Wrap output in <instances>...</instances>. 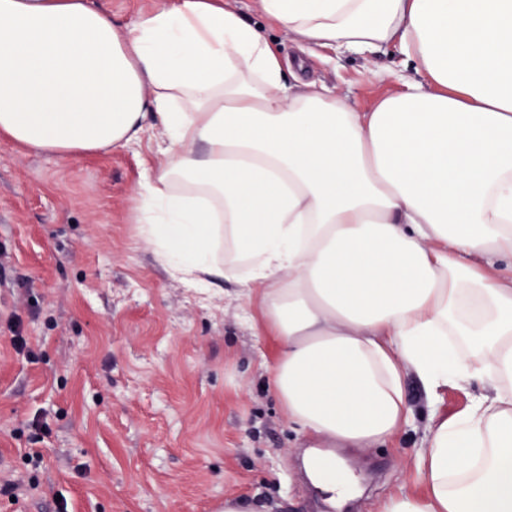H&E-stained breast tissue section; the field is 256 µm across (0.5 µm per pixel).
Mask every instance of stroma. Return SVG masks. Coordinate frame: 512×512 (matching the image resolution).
Returning a JSON list of instances; mask_svg holds the SVG:
<instances>
[{"instance_id":"35a3bbf8","label":"stroma","mask_w":512,"mask_h":512,"mask_svg":"<svg viewBox=\"0 0 512 512\" xmlns=\"http://www.w3.org/2000/svg\"><path fill=\"white\" fill-rule=\"evenodd\" d=\"M301 83L355 110L393 86L404 58L303 54L287 32L234 0ZM155 141L72 162L0 139V479L21 481L0 512H324L306 442L273 396L276 354L255 304L217 282L201 295L158 264L131 220ZM411 423L390 445L336 449L360 492L348 512L421 493L412 462L431 415L415 378ZM41 454L39 466L25 452Z\"/></svg>"}]
</instances>
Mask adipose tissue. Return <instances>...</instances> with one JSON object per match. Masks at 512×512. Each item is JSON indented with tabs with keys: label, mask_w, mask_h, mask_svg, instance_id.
Wrapping results in <instances>:
<instances>
[{
	"label": "adipose tissue",
	"mask_w": 512,
	"mask_h": 512,
	"mask_svg": "<svg viewBox=\"0 0 512 512\" xmlns=\"http://www.w3.org/2000/svg\"><path fill=\"white\" fill-rule=\"evenodd\" d=\"M305 50L407 70L357 111L289 82L223 0H0V138L75 160L167 136L132 210L172 277L259 299L289 422L393 441L415 376L433 416L423 492L379 512H512V0H254ZM94 2L112 12L120 21L131 19L137 12L149 8L151 0H94ZM470 396L463 390L448 386L439 401V415L448 419L460 414L469 404Z\"/></svg>",
	"instance_id": "1"
}]
</instances>
